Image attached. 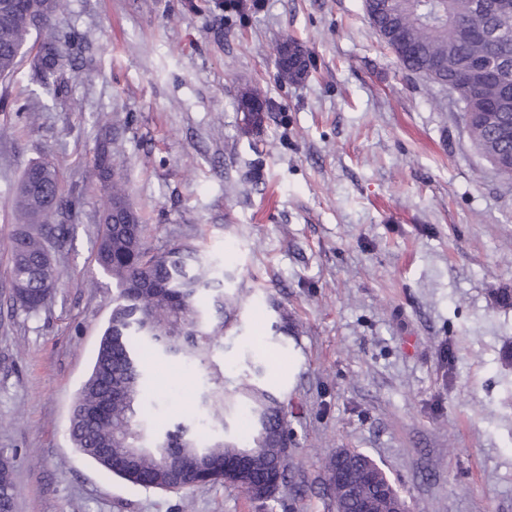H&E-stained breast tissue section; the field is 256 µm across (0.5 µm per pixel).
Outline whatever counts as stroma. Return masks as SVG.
Segmentation results:
<instances>
[{"instance_id":"obj_1","label":"stroma","mask_w":512,"mask_h":512,"mask_svg":"<svg viewBox=\"0 0 512 512\" xmlns=\"http://www.w3.org/2000/svg\"><path fill=\"white\" fill-rule=\"evenodd\" d=\"M67 0L78 68L46 94L24 57L0 82V239L12 188L50 160L79 197L46 310L0 296V448L15 512H336L326 463L371 456L408 512H512V180L473 146L447 92L403 70L362 0ZM294 41L308 74L278 78ZM272 108L250 121L242 91ZM110 167L147 244L200 247L241 297L215 359L293 379L287 481L252 501L216 484L146 489L78 453L69 416L112 308L96 266ZM149 417L198 414L207 370L154 362Z\"/></svg>"}]
</instances>
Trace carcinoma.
<instances>
[{
	"mask_svg": "<svg viewBox=\"0 0 512 512\" xmlns=\"http://www.w3.org/2000/svg\"><path fill=\"white\" fill-rule=\"evenodd\" d=\"M63 0H13L0 11V79L16 73L30 36L42 40L36 56L44 61L38 74L44 87L57 89L72 68L71 55L60 40L54 19ZM363 8L378 38L394 53L399 64L429 83L446 88L461 72L477 62L496 64L491 76L464 84L454 103L463 112L469 137L485 156L512 151L495 129L484 125L479 112L486 103L512 127V0H363ZM291 50L278 60L280 77L295 81L307 74L310 56L291 42ZM266 110L270 104L255 91L240 95L239 109L252 112V102ZM110 146H102L96 168L103 176L109 204L99 219L94 239V258L99 269L112 278L115 293L112 312L104 327L92 370L74 400L69 435L74 447L108 472L145 488L171 481L176 492L214 484L241 488L271 480L267 455L260 448H275L287 434L281 400L259 382L260 369L251 378L231 380L212 361L224 347L227 310L236 294L224 288L226 275L215 268L200 250L176 243L164 250L147 246V225L131 205L125 182L111 174ZM19 225L9 237L7 299L11 308L37 315L53 298L63 270L54 252L68 237L78 201L64 193L54 163L34 161L24 170L13 190ZM158 357L182 360L211 370L213 386L201 396L207 419L227 428L233 406L226 392L247 400L242 409L249 427V441L235 438L205 439L178 422L162 434L148 433L144 391L151 379V362ZM126 392L122 401H111L117 389ZM101 448L111 452L104 456ZM129 448H147L138 459ZM221 462L228 456L254 454L253 468L226 478L224 472L202 470L200 453ZM176 455L169 468L157 459ZM356 471H372L374 491L385 508L403 500L386 472L368 455L354 451ZM17 487L9 455L0 454V512H13Z\"/></svg>",
	"mask_w": 512,
	"mask_h": 512,
	"instance_id": "obj_1",
	"label": "carcinoma"
}]
</instances>
